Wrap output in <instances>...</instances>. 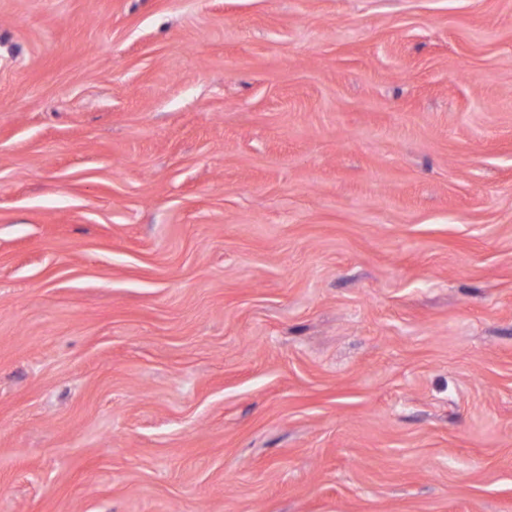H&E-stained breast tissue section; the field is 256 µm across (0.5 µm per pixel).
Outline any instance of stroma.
Instances as JSON below:
<instances>
[{"instance_id": "stroma-1", "label": "stroma", "mask_w": 512, "mask_h": 512, "mask_svg": "<svg viewBox=\"0 0 512 512\" xmlns=\"http://www.w3.org/2000/svg\"><path fill=\"white\" fill-rule=\"evenodd\" d=\"M0 512H512V0H0Z\"/></svg>"}]
</instances>
